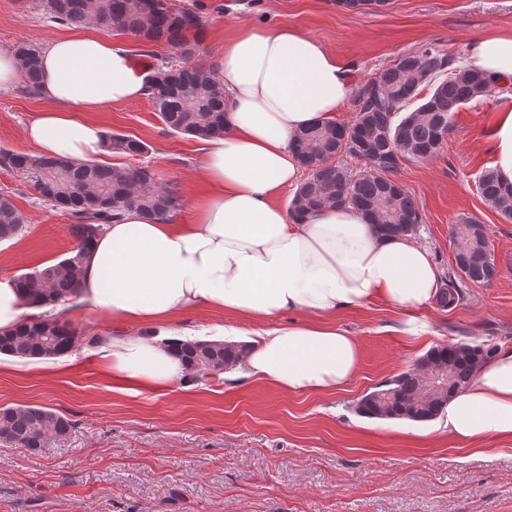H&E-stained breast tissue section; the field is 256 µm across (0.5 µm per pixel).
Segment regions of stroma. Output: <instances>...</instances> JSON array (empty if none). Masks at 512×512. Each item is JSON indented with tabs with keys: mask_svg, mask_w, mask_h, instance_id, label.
I'll return each mask as SVG.
<instances>
[{
	"mask_svg": "<svg viewBox=\"0 0 512 512\" xmlns=\"http://www.w3.org/2000/svg\"><path fill=\"white\" fill-rule=\"evenodd\" d=\"M205 5L195 60L213 67L237 25H287L322 42L359 89L402 53L436 41L466 58L472 41L512 33V0H391L377 14L351 13L336 0H175ZM221 11H213V4ZM31 0H0V51L19 41L66 35ZM45 106L14 88L0 91V150L25 152L23 128ZM512 110V84L456 112L440 154L401 162L397 177L420 205L414 238L440 273L454 264L450 229L485 224L499 275L468 288L451 308L419 311L425 334L382 299L341 313L336 323L359 344L357 373L328 393H289L236 372L185 390L122 389L84 350L30 361L0 356V407L36 405L63 415L71 432L31 453L0 442V512H512V440H485L484 454L451 440L443 419L358 416L357 400L433 347L472 338L512 346V222L482 201L475 179L494 166V127ZM103 131L150 147L159 183L175 186L184 217L198 188L201 140L166 130L148 99L93 113ZM26 231L0 242V276L19 277L63 259L73 246L64 210L38 201L19 174L0 168Z\"/></svg>",
	"mask_w": 512,
	"mask_h": 512,
	"instance_id": "obj_1",
	"label": "stroma"
}]
</instances>
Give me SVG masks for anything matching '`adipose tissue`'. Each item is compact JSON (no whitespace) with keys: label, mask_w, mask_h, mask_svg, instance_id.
Here are the masks:
<instances>
[{"label":"adipose tissue","mask_w":512,"mask_h":512,"mask_svg":"<svg viewBox=\"0 0 512 512\" xmlns=\"http://www.w3.org/2000/svg\"><path fill=\"white\" fill-rule=\"evenodd\" d=\"M468 59L491 79L512 77V35L474 40ZM41 67L48 107L23 138L41 154L79 161L102 150L103 131L88 113L143 97L148 82L127 49L90 34L46 43ZM213 75L224 87V134L205 142L197 166L204 189L193 196L188 220L127 210L105 226L83 263L80 304L139 330L110 337L99 360L136 387L189 383L181 344L242 330L210 324L196 331L177 319L223 310L251 324L247 375L289 392L339 389L354 376L360 350L336 327V314L378 298L418 312L439 272L423 248L379 237L355 211L324 206L297 222L276 204L301 178L294 134L332 119L351 93L347 68L320 41L287 26L247 24L225 38ZM30 312L21 283L0 276V331ZM299 312L306 320H296ZM444 419L461 442L512 439V350L482 368Z\"/></svg>","instance_id":"adipose-tissue-1"}]
</instances>
